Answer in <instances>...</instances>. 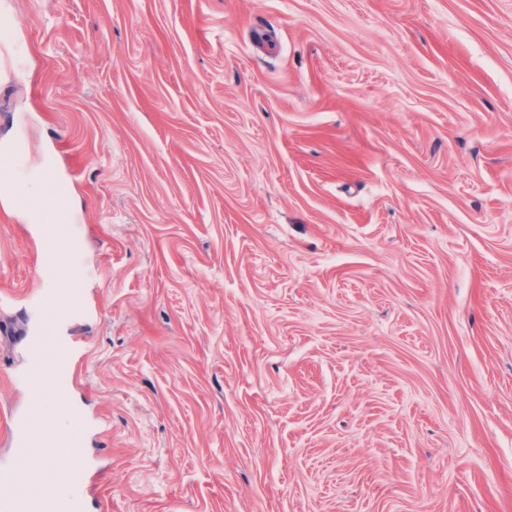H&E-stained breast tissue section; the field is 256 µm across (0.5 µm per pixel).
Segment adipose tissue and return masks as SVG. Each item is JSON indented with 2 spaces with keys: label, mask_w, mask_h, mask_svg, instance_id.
<instances>
[{
  "label": "adipose tissue",
  "mask_w": 512,
  "mask_h": 512,
  "mask_svg": "<svg viewBox=\"0 0 512 512\" xmlns=\"http://www.w3.org/2000/svg\"><path fill=\"white\" fill-rule=\"evenodd\" d=\"M32 391L37 423L56 418L60 420L61 426L56 436L44 437L39 466H32L25 457H16L15 467L20 475L17 495L28 502H43L50 499L63 504L64 512H75L73 489L82 458L80 446L72 444L68 439V425L75 411L72 407L61 404L59 388L46 384L42 377L34 378ZM62 453L67 454L70 459L69 466L65 468L55 465L57 456Z\"/></svg>",
  "instance_id": "adipose-tissue-1"
}]
</instances>
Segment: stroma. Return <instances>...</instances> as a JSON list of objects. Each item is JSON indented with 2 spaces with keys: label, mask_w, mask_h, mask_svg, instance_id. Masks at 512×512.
Here are the masks:
<instances>
[{
  "label": "stroma",
  "mask_w": 512,
  "mask_h": 512,
  "mask_svg": "<svg viewBox=\"0 0 512 512\" xmlns=\"http://www.w3.org/2000/svg\"><path fill=\"white\" fill-rule=\"evenodd\" d=\"M0 477L51 180L97 315L84 512H512V0H0Z\"/></svg>",
  "instance_id": "obj_1"
}]
</instances>
